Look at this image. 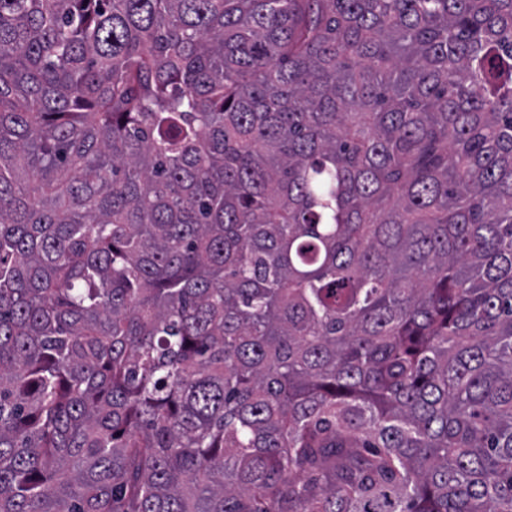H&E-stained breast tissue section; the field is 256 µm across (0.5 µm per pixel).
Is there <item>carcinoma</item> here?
<instances>
[{
    "instance_id": "cac0c4a2",
    "label": "carcinoma",
    "mask_w": 512,
    "mask_h": 512,
    "mask_svg": "<svg viewBox=\"0 0 512 512\" xmlns=\"http://www.w3.org/2000/svg\"><path fill=\"white\" fill-rule=\"evenodd\" d=\"M0 512H512V0H0Z\"/></svg>"
}]
</instances>
